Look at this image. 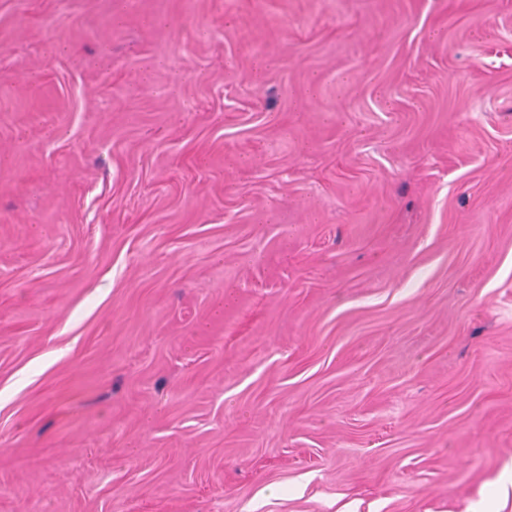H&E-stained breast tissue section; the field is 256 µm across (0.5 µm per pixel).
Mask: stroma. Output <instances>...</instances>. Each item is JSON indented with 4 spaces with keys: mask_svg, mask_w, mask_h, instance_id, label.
I'll use <instances>...</instances> for the list:
<instances>
[{
    "mask_svg": "<svg viewBox=\"0 0 512 512\" xmlns=\"http://www.w3.org/2000/svg\"><path fill=\"white\" fill-rule=\"evenodd\" d=\"M512 0H0V512H512Z\"/></svg>",
    "mask_w": 512,
    "mask_h": 512,
    "instance_id": "1",
    "label": "stroma"
}]
</instances>
